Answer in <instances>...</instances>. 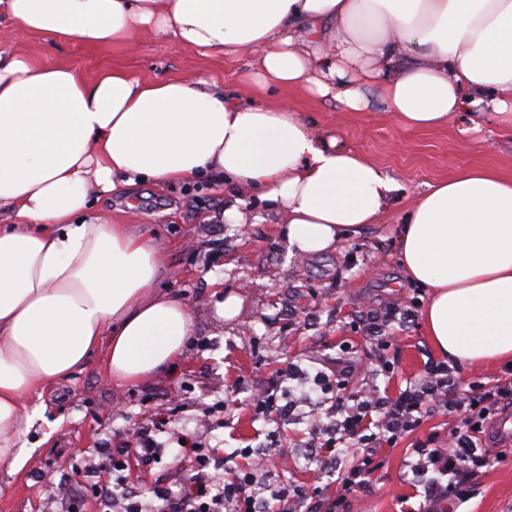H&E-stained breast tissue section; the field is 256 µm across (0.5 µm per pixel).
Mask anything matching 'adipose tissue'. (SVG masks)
Here are the masks:
<instances>
[{
	"instance_id": "ef3b65f1",
	"label": "adipose tissue",
	"mask_w": 512,
	"mask_h": 512,
	"mask_svg": "<svg viewBox=\"0 0 512 512\" xmlns=\"http://www.w3.org/2000/svg\"><path fill=\"white\" fill-rule=\"evenodd\" d=\"M20 31L127 43L140 30L201 53L250 51L259 89L305 90L351 112L371 82L407 128L463 118L512 138V0H0ZM207 175L278 214L292 254L334 251L379 223L397 183L313 135L278 99L205 78L87 77L0 52V470L22 472L43 401L105 350L137 385L184 354L195 318L159 288L164 246L92 215L117 180ZM404 276L428 288L431 345L468 368L512 362V175L469 167L429 185L397 227Z\"/></svg>"
}]
</instances>
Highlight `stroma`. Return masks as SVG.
Masks as SVG:
<instances>
[{"label":"stroma","instance_id":"obj_1","mask_svg":"<svg viewBox=\"0 0 512 512\" xmlns=\"http://www.w3.org/2000/svg\"><path fill=\"white\" fill-rule=\"evenodd\" d=\"M0 51L28 52L90 76L112 68L147 81L201 76L226 94L257 96L244 80L250 52L204 55L147 31L121 46L94 47L74 37L21 35L0 13ZM278 96L303 114L315 135L362 152L397 181L391 213L340 250L292 257L275 214L245 189L239 192L247 201L242 226L225 223L229 193L204 178L164 188L143 183L101 198L96 207L113 222L144 225L167 245L175 276L162 285L189 305L196 332L175 366L149 382L112 380L101 353L61 382L28 435L34 451L27 469L18 475L0 471V512H102L99 497L83 481V463L98 465L97 481H107L103 456L158 419L166 423V438L184 436L218 449L219 473L227 479L239 475L246 452L278 439L287 452L267 460L260 481L272 494L303 490L298 508L309 512L317 496L336 495L353 452L348 440L338 443L328 463L316 460L318 443L342 417L318 378L353 364V391L392 396L419 378L427 363L440 361L422 326L428 293L402 274L396 224L428 184L460 169L483 165L512 174V142L488 127L464 142L452 124L403 128L373 93L364 112L302 91ZM229 296L238 297L240 306L227 321L218 305ZM268 388L284 413H258L254 398ZM453 423L449 416L425 418L380 454L368 489L350 497L347 512H415L422 487L408 465V450L431 435L447 436ZM500 451L499 461L477 473L471 497L457 503V512H512V444H501ZM190 469L187 460L165 456L147 466L131 457L125 474L148 501L157 485L178 489Z\"/></svg>","mask_w":512,"mask_h":512}]
</instances>
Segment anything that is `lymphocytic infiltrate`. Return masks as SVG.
<instances>
[{
  "mask_svg": "<svg viewBox=\"0 0 512 512\" xmlns=\"http://www.w3.org/2000/svg\"><path fill=\"white\" fill-rule=\"evenodd\" d=\"M511 404L512 379L490 384L464 379L444 364L428 365L416 382L397 395L376 396L337 422L336 434L324 441V449L333 451L340 438L357 441L359 448L340 481V494L321 501L318 512H344L348 496L364 490L366 473L377 454L376 448L366 444V419H373L378 440L392 447L415 431L425 415L440 412L456 419L447 446L417 445L412 450L416 460L410 465L413 473L427 479L425 503L419 512H438L440 504L449 503L454 493L468 487L480 468L498 459L485 423ZM156 432L153 426L141 428L133 449H113L104 460L105 467L117 469L131 454L143 461L167 453L180 456V449L169 450L159 443ZM263 492L251 470L227 483L197 473L180 496L158 488L155 503L149 504L128 492L113 498L112 512H297V495L282 493L270 501Z\"/></svg>",
  "mask_w": 512,
  "mask_h": 512,
  "instance_id": "obj_1",
  "label": "lymphocytic infiltrate"
}]
</instances>
